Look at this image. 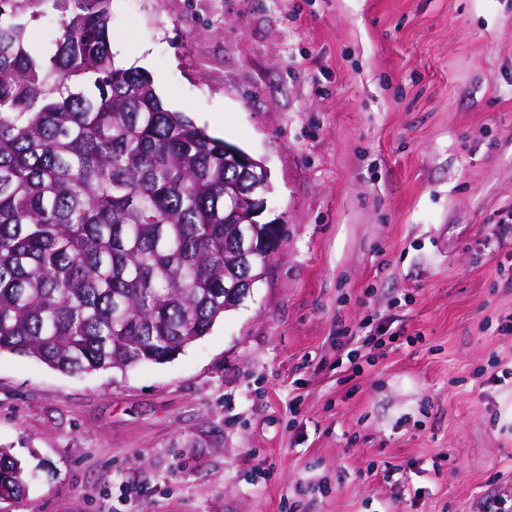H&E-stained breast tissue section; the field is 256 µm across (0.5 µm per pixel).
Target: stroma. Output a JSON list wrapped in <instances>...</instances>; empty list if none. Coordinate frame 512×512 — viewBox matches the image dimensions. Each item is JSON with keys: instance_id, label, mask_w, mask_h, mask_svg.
I'll use <instances>...</instances> for the list:
<instances>
[{"instance_id": "1", "label": "stroma", "mask_w": 512, "mask_h": 512, "mask_svg": "<svg viewBox=\"0 0 512 512\" xmlns=\"http://www.w3.org/2000/svg\"><path fill=\"white\" fill-rule=\"evenodd\" d=\"M112 50L264 162V278L172 359L0 354V512H476L512 493V0H111ZM381 338L354 371L342 342ZM27 481L21 462L8 448H0V499H19L25 493Z\"/></svg>"}]
</instances>
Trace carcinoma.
<instances>
[{
  "mask_svg": "<svg viewBox=\"0 0 512 512\" xmlns=\"http://www.w3.org/2000/svg\"><path fill=\"white\" fill-rule=\"evenodd\" d=\"M61 12L55 52L27 16ZM110 0H0V353L78 374L172 358L231 310L224 253L282 242L231 201L228 142L115 66ZM0 448V499L22 497Z\"/></svg>",
  "mask_w": 512,
  "mask_h": 512,
  "instance_id": "cac0c4a2",
  "label": "carcinoma"
}]
</instances>
